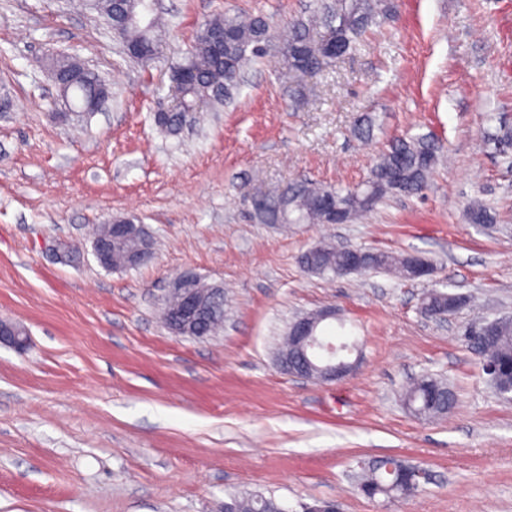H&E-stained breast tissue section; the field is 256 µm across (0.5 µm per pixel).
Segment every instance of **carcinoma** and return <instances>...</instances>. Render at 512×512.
Here are the masks:
<instances>
[{
  "label": "carcinoma",
  "instance_id": "cac0c4a2",
  "mask_svg": "<svg viewBox=\"0 0 512 512\" xmlns=\"http://www.w3.org/2000/svg\"><path fill=\"white\" fill-rule=\"evenodd\" d=\"M380 0H316L307 18L288 24L278 35L277 52L285 76L295 77L300 70L312 67L321 71L331 65L337 55L356 48L362 34L380 11ZM99 8L112 15V26L121 30L130 48H157L160 19L151 11L148 21L140 20L147 8L146 0H100ZM269 25L264 17L243 14H220L208 20L196 32L188 52L189 72L173 71L170 80L182 94L184 106L170 111L160 128L175 133L184 121L203 108L230 98L241 83L247 66L266 54ZM55 84L69 106L80 112L90 111V104L102 93V85L87 75L85 65L73 57L51 59ZM441 159L440 146L430 137L400 139L391 144L377 160L368 180L356 188H325L313 184L288 188L282 196L255 194L263 201L258 218L266 224H328L326 195L334 197L337 206L346 209L344 223L370 212L384 198L393 195H420L428 178ZM471 224H491L490 208L475 201L467 209ZM93 239L110 242L109 259L114 265L125 262L140 243L131 238H112L111 225L95 229ZM340 251L326 250L303 266L319 275H336L344 263ZM411 257L395 256L382 251L368 252L364 270L392 272L402 280L411 279ZM214 312L207 322L206 334H215L224 324L223 299L208 297ZM426 302L447 308L452 315L463 305V297L437 289L427 292ZM485 362L495 370L503 383L512 381V320L501 323L497 338L485 345ZM405 404L415 415L445 416L457 404L454 392L430 375L415 380L404 393ZM390 459L373 464L358 483L367 497L382 495L390 498L404 495L415 486L387 472ZM237 512H288L273 498L261 495L234 497Z\"/></svg>",
  "mask_w": 512,
  "mask_h": 512
}]
</instances>
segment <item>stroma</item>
<instances>
[{"label": "stroma", "mask_w": 512, "mask_h": 512, "mask_svg": "<svg viewBox=\"0 0 512 512\" xmlns=\"http://www.w3.org/2000/svg\"><path fill=\"white\" fill-rule=\"evenodd\" d=\"M311 0H159L167 34L154 57L124 55L105 19L72 0H0V319L29 332L0 343V512H224L261 493L289 512H512V403L491 388L462 328L512 315V0H385L354 52L284 82L276 45L233 100L171 135L153 113L172 101L173 63L199 25L231 9L279 31ZM76 57L112 89L106 111L56 119L46 55ZM373 121L369 139L355 124ZM431 136L443 160L423 195H394L351 224H265L243 195L365 180L398 139ZM491 227L468 224L472 199ZM138 218L154 259L107 271L88 230ZM419 254L436 271L400 281L308 272L321 242ZM81 247L77 266L59 243ZM192 269L223 287L224 328L196 339L160 318L170 279ZM468 296L447 324L418 311L430 289ZM325 307L335 341L361 360L339 382L276 365L289 321ZM447 380L458 404L419 418L400 393ZM396 456L424 468L410 495L368 498L362 467Z\"/></svg>", "instance_id": "1"}]
</instances>
